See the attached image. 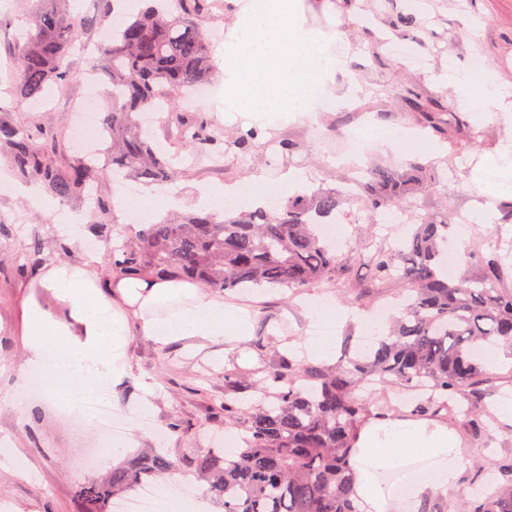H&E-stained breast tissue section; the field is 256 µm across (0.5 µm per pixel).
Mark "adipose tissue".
<instances>
[{"label": "adipose tissue", "mask_w": 512, "mask_h": 512, "mask_svg": "<svg viewBox=\"0 0 512 512\" xmlns=\"http://www.w3.org/2000/svg\"><path fill=\"white\" fill-rule=\"evenodd\" d=\"M453 84L466 96L472 86H480L476 108L483 117L512 110L491 70L477 76H456ZM303 180V175L290 171L274 189L253 176L227 186L204 188L199 203L220 208L225 196L232 195L246 205L260 206ZM32 285L52 291L69 308L64 321L34 302L25 313L26 364L40 372L50 402L58 406L70 405L77 390L111 386L125 370L121 347L127 325L123 314L112 306L113 294L151 310V317L144 319L140 328L161 345L178 336L232 344L241 341L249 327L244 311L200 295L188 283L129 276L104 279L90 265L83 269L54 265L48 271L36 272ZM307 312L311 325H323L325 331L323 336L305 340L304 348L310 358L330 361L336 353L332 327L345 310L331 298L317 297L308 302ZM461 460V441L446 427L373 420L362 428L355 445V490L373 512H418L425 499L447 494L458 486Z\"/></svg>", "instance_id": "obj_1"}]
</instances>
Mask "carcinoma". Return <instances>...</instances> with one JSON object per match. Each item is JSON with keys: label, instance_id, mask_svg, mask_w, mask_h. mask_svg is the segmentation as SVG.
Returning a JSON list of instances; mask_svg holds the SVG:
<instances>
[{"label": "carcinoma", "instance_id": "obj_1", "mask_svg": "<svg viewBox=\"0 0 512 512\" xmlns=\"http://www.w3.org/2000/svg\"><path fill=\"white\" fill-rule=\"evenodd\" d=\"M37 2L35 33L17 42L12 52L13 90L22 99L69 81L71 51L87 30L84 19L63 11V0ZM207 15V0H179L175 13L164 10L162 0H153L115 25L98 47L93 69L112 85V103L103 119L112 136L108 165L78 157L62 167L57 127L19 128L0 121V156L15 177L40 183L60 201L83 194L90 185L99 189L117 173L157 185L175 181L179 170L144 135L137 116L161 102L192 152L206 154L218 144L206 119L178 111L177 104L180 93H193L208 80L210 41L201 26ZM403 103L428 112L432 128L445 133L444 113L421 96L410 92ZM439 183L435 164L416 158L400 169H375L358 184L353 199L376 224L382 214ZM346 204L342 190L328 187L250 211L176 215L144 225L112 248L110 273L147 281L188 280L228 292L346 286L356 277L354 267L312 223L314 217L342 212ZM96 207L92 230L101 237L109 231L113 205L99 194ZM452 229L448 220L422 214L402 242L358 250L359 264L370 271L364 288L392 284L409 297L387 333L376 335L371 350L332 364L281 359L264 379V391L273 400L224 401V426L241 431L244 443L232 457L209 448L183 463L157 448L113 468L104 479L85 481L78 498L87 512H110L113 500L186 465L206 478L224 512H362L354 491L352 448L370 420L397 411L391 400L377 401L374 393L362 392L370 379L407 394L426 384L424 397L413 400L416 416L443 421L462 414L468 427L479 431L481 411L462 404L459 396L478 393L486 382L478 343L493 339L512 348V286L507 284L512 267L499 247L484 254L474 246L460 253L457 274L448 276L444 246ZM475 260L483 268L478 277L470 271ZM479 469L493 479L473 488L470 499L447 505L446 512H512V458L482 463Z\"/></svg>", "mask_w": 512, "mask_h": 512}]
</instances>
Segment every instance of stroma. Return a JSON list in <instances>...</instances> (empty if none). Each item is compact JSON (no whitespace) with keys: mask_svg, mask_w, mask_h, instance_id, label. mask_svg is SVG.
<instances>
[{"mask_svg":"<svg viewBox=\"0 0 512 512\" xmlns=\"http://www.w3.org/2000/svg\"><path fill=\"white\" fill-rule=\"evenodd\" d=\"M305 27L336 34L346 43V70L327 81L326 90L335 100L331 111L318 112L315 119L300 116L292 120L266 121L260 135L248 150L222 146L221 162L193 159L190 151L179 149L178 133L166 116H159L146 136L176 159L179 179L172 184L182 200L181 211H199V189L205 185H229L252 175L277 183L289 169L303 170L304 191L343 185L359 168L401 167L417 157V149L394 151L368 150L358 155L347 146V131L357 122L370 127L396 125L419 134L427 144L428 159L445 167L450 157L461 160L458 178L441 183L434 192L413 198L417 210L443 216L445 211L481 216L471 225V232L489 236L504 215L503 207L511 198L495 192L497 182L512 178V170L503 168L482 174L473 168L477 158L512 154V111L496 113L492 119L467 112L458 101L449 72L465 73L475 51H482L490 61L498 83L512 99V0H471L459 7L456 0H301ZM32 0H8L6 12L14 18L13 26L0 28V115L27 125L54 121L71 129L78 112L77 102L85 94L84 79L95 56V46L102 34L112 28V17L102 0H70V14L89 20L84 44L71 55L72 78L67 84L51 87L42 101L11 96L12 73L2 67L16 41L31 33L28 23ZM417 11L416 28L398 24L400 15ZM394 36L397 45L417 56L418 65L401 59L384 45L386 36ZM416 89L433 100L444 112L469 113L468 126L449 129L447 134H433L425 113L407 109L403 100L408 89ZM279 135L294 146L292 153L273 151L269 139ZM25 185L10 176L0 164V441L20 466L0 465V502L10 512H83L75 494L85 480L108 475L116 460L105 457L95 469L81 466L80 459L92 438L90 426H73L63 411L43 399L24 401L28 369L22 344L25 308L29 298H36L47 311L65 317L66 306L45 289H31L33 269L29 263L32 250H39L41 264L64 263L84 266L98 257V271L110 269L112 240L137 229L135 218L115 216L108 236L97 239L88 225L95 215L84 199L62 203L48 196L29 199ZM83 216L76 233L61 231L58 210ZM343 241L337 248L345 261L354 262L359 246L382 242L387 232L369 223L360 203L344 207L337 217ZM96 240V252L87 243ZM209 297L245 310L250 316L247 335L230 345L195 336H181L164 346L157 345L140 331L141 312L137 306L122 304L128 318L129 334L123 344L126 374L112 385V404L119 415L146 409L154 422V431L131 427L127 456L149 454L164 448L171 458H190L204 448L214 447L224 433V401L230 396L224 376L228 373L251 377L254 386L239 393L241 401L258 398L255 385L274 368L279 354L302 341L309 329L305 315L306 300L326 296L347 309L348 316L335 329L337 344L346 337L362 336V319L377 309V302L358 304L357 291L327 284L293 294L280 291H255L247 295L212 289ZM482 422L480 436H471L459 422L453 430L462 441V477L452 494L469 498L479 479L478 458L500 460L512 456V423L500 420L495 412L506 398L512 399V357L491 368L482 387Z\"/></svg>","mask_w":512,"mask_h":512,"instance_id":"1","label":"stroma"}]
</instances>
